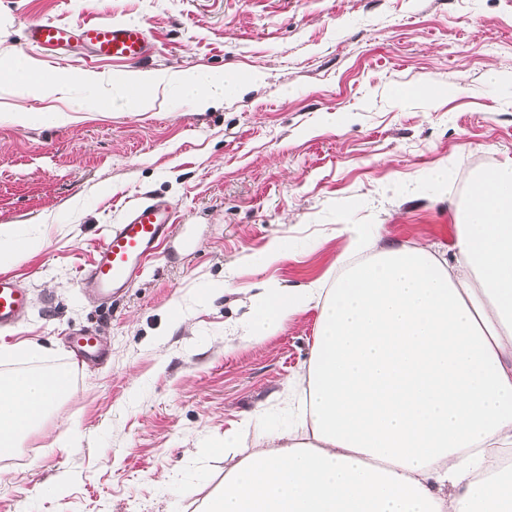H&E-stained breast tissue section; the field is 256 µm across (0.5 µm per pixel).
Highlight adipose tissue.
I'll return each instance as SVG.
<instances>
[{
  "label": "adipose tissue",
  "mask_w": 512,
  "mask_h": 512,
  "mask_svg": "<svg viewBox=\"0 0 512 512\" xmlns=\"http://www.w3.org/2000/svg\"><path fill=\"white\" fill-rule=\"evenodd\" d=\"M159 77L118 78L113 101L147 109ZM169 81L198 106L232 92L231 71ZM0 82L37 98L65 79L13 58ZM334 287L265 288L250 303L259 342L314 307L312 356L265 447L224 438V485L201 512H512V161L474 174L444 250L379 248L347 224ZM67 367L0 377V457L38 428L31 408L62 402Z\"/></svg>",
  "instance_id": "ef3b65f1"
}]
</instances>
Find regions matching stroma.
Here are the masks:
<instances>
[{"mask_svg": "<svg viewBox=\"0 0 512 512\" xmlns=\"http://www.w3.org/2000/svg\"><path fill=\"white\" fill-rule=\"evenodd\" d=\"M104 11L151 29L146 58L47 60L26 41L32 23ZM16 54L71 82L43 100L0 83V225L41 240L0 263L32 298L0 341H38L50 370L92 330L108 357L73 369V396L0 460V512H199L223 485L225 435L256 448L286 422L317 330L311 308L251 342L244 297L332 285L346 224L382 247L450 245L473 173L512 159V0H0V58ZM188 69L241 84L205 109L166 86L145 112L101 105L118 75ZM47 107L66 121L13 120ZM145 197L175 211L172 242L89 300L81 269ZM273 239L281 260L256 263Z\"/></svg>", "mask_w": 512, "mask_h": 512, "instance_id": "obj_1", "label": "stroma"}]
</instances>
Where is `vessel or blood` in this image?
I'll return each instance as SVG.
<instances>
[{
    "instance_id": "vessel-or-blood-1",
    "label": "vessel or blood",
    "mask_w": 512,
    "mask_h": 512,
    "mask_svg": "<svg viewBox=\"0 0 512 512\" xmlns=\"http://www.w3.org/2000/svg\"><path fill=\"white\" fill-rule=\"evenodd\" d=\"M29 41L61 54L73 41L84 42L98 60L115 63L140 61L153 45L151 30L138 23L101 18L67 24L42 21L30 27ZM177 218L164 201L149 198L129 208L122 223L113 225L90 266L81 271L78 284L82 291L97 299L108 300L130 286L145 261L166 240L174 237ZM30 295L13 276L0 274V328L15 325L27 313ZM70 344L76 355H99V336L81 332Z\"/></svg>"
}]
</instances>
